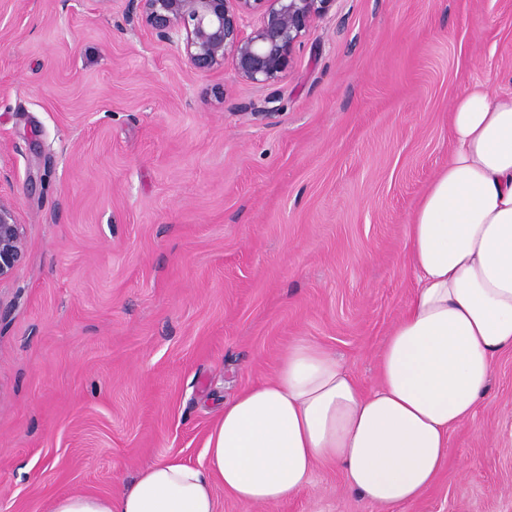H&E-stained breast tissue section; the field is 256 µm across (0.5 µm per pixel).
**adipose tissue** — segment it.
<instances>
[{"label": "adipose tissue", "instance_id": "1", "mask_svg": "<svg viewBox=\"0 0 512 512\" xmlns=\"http://www.w3.org/2000/svg\"><path fill=\"white\" fill-rule=\"evenodd\" d=\"M454 147L410 220L414 290L361 387L335 353L294 340L273 376L225 398L199 469L153 462L108 495L68 493L49 512H217L215 486L249 505L299 494L317 463L392 512L418 499L448 436L512 350V92L474 84L450 114Z\"/></svg>", "mask_w": 512, "mask_h": 512}]
</instances>
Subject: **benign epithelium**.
Here are the masks:
<instances>
[{"mask_svg": "<svg viewBox=\"0 0 512 512\" xmlns=\"http://www.w3.org/2000/svg\"><path fill=\"white\" fill-rule=\"evenodd\" d=\"M126 18L175 44L195 71L231 63L238 79L271 86L284 79L294 52L335 0H126ZM25 256L23 225L0 199V282Z\"/></svg>", "mask_w": 512, "mask_h": 512, "instance_id": "benign-epithelium-1", "label": "benign epithelium"}]
</instances>
